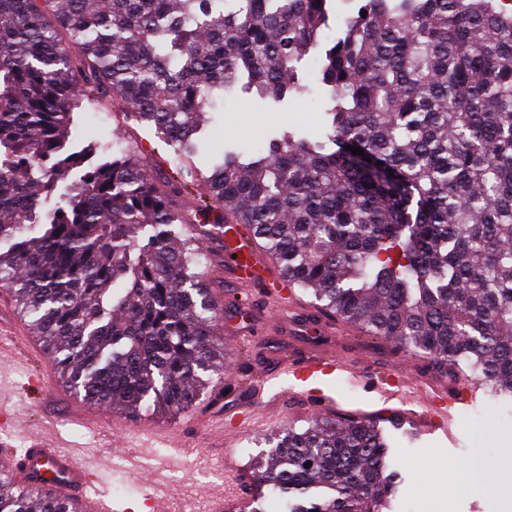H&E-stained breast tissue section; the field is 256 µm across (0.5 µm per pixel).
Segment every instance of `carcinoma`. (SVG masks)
<instances>
[{
  "mask_svg": "<svg viewBox=\"0 0 512 512\" xmlns=\"http://www.w3.org/2000/svg\"><path fill=\"white\" fill-rule=\"evenodd\" d=\"M511 2L357 0L325 48L332 0H0V281L62 383L114 409L189 407L224 371L221 313L194 235L172 227L217 236L230 216L319 308L512 398ZM311 52L318 137L285 130L199 175L216 100L304 96ZM90 95L170 143L172 176L135 153L71 149ZM191 185L199 203L172 209ZM266 443L256 499L279 512L389 507L378 427L316 421ZM0 512L71 506L0 470Z\"/></svg>",
  "mask_w": 512,
  "mask_h": 512,
  "instance_id": "obj_1",
  "label": "carcinoma"
}]
</instances>
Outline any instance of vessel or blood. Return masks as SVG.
Segmentation results:
<instances>
[{
    "instance_id": "vessel-or-blood-1",
    "label": "vessel or blood",
    "mask_w": 512,
    "mask_h": 512,
    "mask_svg": "<svg viewBox=\"0 0 512 512\" xmlns=\"http://www.w3.org/2000/svg\"><path fill=\"white\" fill-rule=\"evenodd\" d=\"M224 255L227 293L240 295L263 286L265 302L259 316L274 335L283 339L279 350L265 356V379L285 375L304 383L301 397L312 400L322 410L328 406L327 398L321 388L309 387V380L339 376L363 383L365 369L360 363L332 351L318 353L299 348L303 337L314 334L330 338L340 334L342 325L338 319L303 305L295 293H282L283 282L274 262L244 225H225ZM376 394L381 404L393 405L428 430L444 431L457 420L462 407L475 399L477 391L472 388L462 394L453 385L400 367L381 379ZM215 466L223 471L227 483L214 501L220 506L234 504L238 500L235 463L222 454ZM0 467L10 471L22 485L38 488L43 495L75 501L80 512H108L107 505L93 492L94 476L80 462L78 451L57 448L45 436H30L28 447L20 453L9 450L6 440L1 439Z\"/></svg>"
}]
</instances>
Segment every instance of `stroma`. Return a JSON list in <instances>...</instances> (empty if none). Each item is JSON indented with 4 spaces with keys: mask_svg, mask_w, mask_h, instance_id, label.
I'll return each mask as SVG.
<instances>
[{
    "mask_svg": "<svg viewBox=\"0 0 512 512\" xmlns=\"http://www.w3.org/2000/svg\"><path fill=\"white\" fill-rule=\"evenodd\" d=\"M303 74L312 89L302 99L281 103L250 101L233 95L218 103L210 116L208 131L215 144L230 143L248 153L266 145L282 130L310 139L318 135L319 116L326 95L319 81L312 57L302 62ZM72 134L79 146L97 147L100 155L111 156L125 149L145 157L155 174L166 172L165 165L173 149L157 137L153 129L131 120L120 103L83 102L74 114ZM205 284L211 297L223 311L218 334L228 354L224 358V373L212 387L201 391L188 409L177 414H164L142 409L126 412L109 410L108 418L146 420L167 428L175 441L196 444L198 451L175 462L163 473L167 488L185 501L194 499L199 512H208L212 492L223 489L224 476L215 472L211 460L216 451L209 446L207 429L197 424L198 416L213 407L236 406L246 399L250 385L260 377L259 360L277 344L260 318L244 320L237 314L234 299L224 295V261L214 249H206ZM337 347L367 360L374 374L387 371L398 350L392 341L367 335L355 324H347L346 334L337 340ZM46 355L42 349L20 357L11 350L0 353V410L10 414L6 429L15 447L22 448L29 436L41 434L58 440L61 446L83 448L82 461L96 468L97 478L106 485L109 499L117 512H133L142 506L145 489L131 476L123 458L99 448L95 433L81 420L83 413L93 412L94 404L74 395L60 378H52L48 387L30 389L32 375L41 370ZM323 388L337 403L328 419H355L375 423L394 441L391 469L396 494L390 512H426L429 505L450 501L452 512H512V400L492 398L481 392L457 419L452 438L441 435L415 434L402 414L383 410L373 392L361 384L341 379L324 383ZM263 432L256 431L236 438L233 456L240 467L238 483L241 502L251 512H269L268 502L253 500L252 475L249 462L261 455L266 446ZM480 461L492 484L491 490L448 497L453 475L450 465L469 460Z\"/></svg>",
    "mask_w": 512,
    "mask_h": 512,
    "instance_id": "1",
    "label": "stroma"
}]
</instances>
